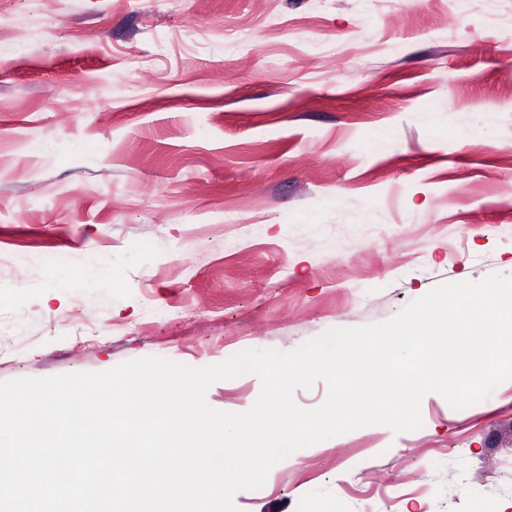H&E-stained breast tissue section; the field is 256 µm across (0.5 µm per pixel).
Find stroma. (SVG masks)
Instances as JSON below:
<instances>
[{
	"instance_id": "obj_1",
	"label": "stroma",
	"mask_w": 512,
	"mask_h": 512,
	"mask_svg": "<svg viewBox=\"0 0 512 512\" xmlns=\"http://www.w3.org/2000/svg\"><path fill=\"white\" fill-rule=\"evenodd\" d=\"M404 2L0 0V381L292 351L512 277V0ZM41 252L91 283L16 269ZM420 411L286 457L239 512H512V379Z\"/></svg>"
}]
</instances>
